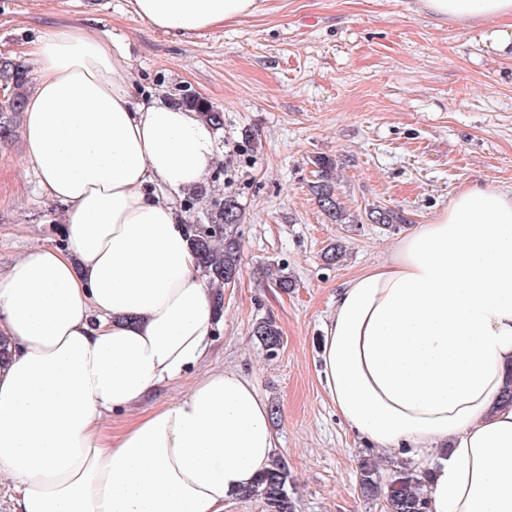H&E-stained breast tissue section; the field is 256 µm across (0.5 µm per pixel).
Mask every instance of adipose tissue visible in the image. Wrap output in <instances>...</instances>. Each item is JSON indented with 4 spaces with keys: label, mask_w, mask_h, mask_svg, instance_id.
Listing matches in <instances>:
<instances>
[{
    "label": "adipose tissue",
    "mask_w": 512,
    "mask_h": 512,
    "mask_svg": "<svg viewBox=\"0 0 512 512\" xmlns=\"http://www.w3.org/2000/svg\"><path fill=\"white\" fill-rule=\"evenodd\" d=\"M262 0H132L180 37ZM440 20L512 18V0H424ZM37 74L25 155L66 205L65 247L0 271V484L13 512H224L269 467L265 397L232 369L139 411L204 361L213 290L174 202L217 160L210 124L134 99L94 30L26 42ZM320 380L354 432L421 472L430 512H512V192L463 189L390 261L347 280L324 326ZM133 417L113 430V411Z\"/></svg>",
    "instance_id": "1"
}]
</instances>
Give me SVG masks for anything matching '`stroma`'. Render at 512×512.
I'll list each match as a JSON object with an SVG mask.
<instances>
[{"instance_id":"35a3bbf8","label":"stroma","mask_w":512,"mask_h":512,"mask_svg":"<svg viewBox=\"0 0 512 512\" xmlns=\"http://www.w3.org/2000/svg\"><path fill=\"white\" fill-rule=\"evenodd\" d=\"M67 22L108 41L142 94L192 92L223 111L205 196L190 208L176 202L191 224H208L212 198L225 194L245 211L242 272L224 289L205 365L239 370L279 407L275 453L296 512H385L382 498L361 495L359 465L374 460L387 480L397 461L337 415L318 378V340L345 281L387 261L457 191L512 190V46L488 38L512 21L447 23L420 0H269L255 15L175 38L131 0H0V54L20 58L24 41ZM23 123L0 142V271L31 247L65 242V206L42 195ZM317 156L336 164L350 223H331L310 190ZM376 206L406 224L370 223ZM336 243L344 255L326 263ZM282 263L296 282L287 293L262 274ZM267 317L282 336L273 357L251 334Z\"/></svg>"}]
</instances>
